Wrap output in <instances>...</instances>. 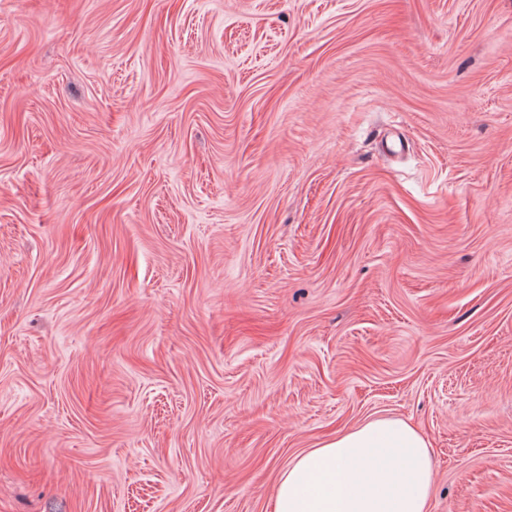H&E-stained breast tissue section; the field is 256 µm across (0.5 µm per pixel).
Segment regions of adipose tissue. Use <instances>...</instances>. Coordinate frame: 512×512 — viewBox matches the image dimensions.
Wrapping results in <instances>:
<instances>
[{
  "mask_svg": "<svg viewBox=\"0 0 512 512\" xmlns=\"http://www.w3.org/2000/svg\"><path fill=\"white\" fill-rule=\"evenodd\" d=\"M433 467L425 435L373 419L297 455L272 512H428Z\"/></svg>",
  "mask_w": 512,
  "mask_h": 512,
  "instance_id": "ef3b65f1",
  "label": "adipose tissue"
}]
</instances>
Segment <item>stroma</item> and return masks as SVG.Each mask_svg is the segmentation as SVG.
<instances>
[{
    "mask_svg": "<svg viewBox=\"0 0 512 512\" xmlns=\"http://www.w3.org/2000/svg\"><path fill=\"white\" fill-rule=\"evenodd\" d=\"M378 418L512 512V0H0V512H271Z\"/></svg>",
    "mask_w": 512,
    "mask_h": 512,
    "instance_id": "obj_1",
    "label": "stroma"
}]
</instances>
